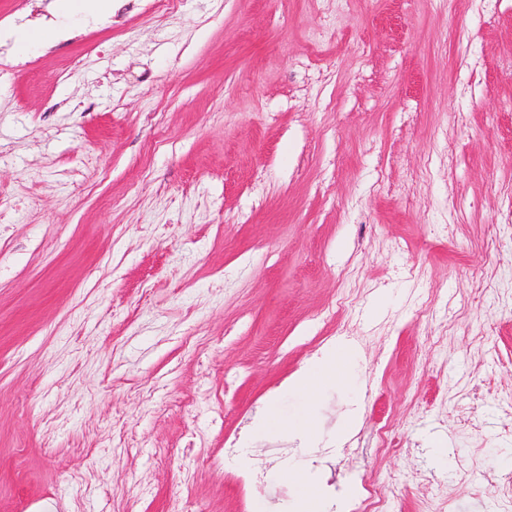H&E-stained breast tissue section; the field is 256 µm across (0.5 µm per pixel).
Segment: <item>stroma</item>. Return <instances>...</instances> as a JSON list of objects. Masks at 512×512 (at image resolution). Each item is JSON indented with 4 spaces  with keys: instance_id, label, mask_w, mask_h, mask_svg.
I'll use <instances>...</instances> for the list:
<instances>
[{
    "instance_id": "stroma-1",
    "label": "stroma",
    "mask_w": 512,
    "mask_h": 512,
    "mask_svg": "<svg viewBox=\"0 0 512 512\" xmlns=\"http://www.w3.org/2000/svg\"><path fill=\"white\" fill-rule=\"evenodd\" d=\"M149 3L0 0V512H289L314 457L388 512H498L512 0ZM40 21L70 38L16 53ZM339 342L313 447L253 436ZM350 353L343 348H330L311 361L302 371L288 382V390L305 394L312 399L320 390L331 383L349 382L350 376L345 366ZM344 371L346 375L341 372Z\"/></svg>"
}]
</instances>
